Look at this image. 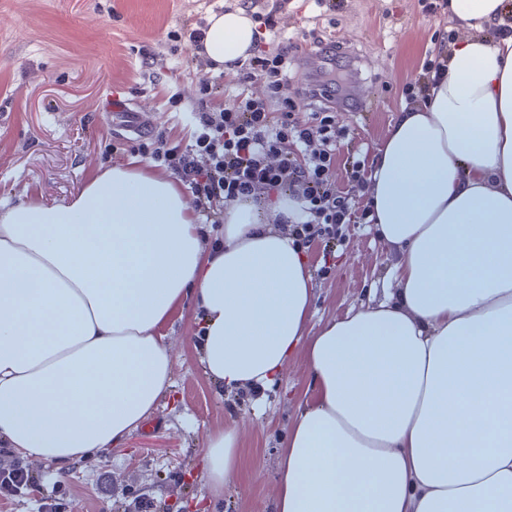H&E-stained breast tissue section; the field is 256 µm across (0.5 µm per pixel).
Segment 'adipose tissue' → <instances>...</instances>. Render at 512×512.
<instances>
[{"label": "adipose tissue", "instance_id": "1", "mask_svg": "<svg viewBox=\"0 0 512 512\" xmlns=\"http://www.w3.org/2000/svg\"><path fill=\"white\" fill-rule=\"evenodd\" d=\"M448 9L469 36L374 158L392 299L310 332L287 198L230 206L208 254L178 181L106 170L0 213V444L61 467L122 446L171 388L160 330L192 298L224 388L272 385L304 354L316 397L284 437L275 512H512V38L486 35L504 0ZM207 25L214 69L247 58L245 8ZM236 440L208 442L214 485L237 476Z\"/></svg>", "mask_w": 512, "mask_h": 512}]
</instances>
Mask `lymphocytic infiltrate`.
Here are the masks:
<instances>
[{"mask_svg": "<svg viewBox=\"0 0 512 512\" xmlns=\"http://www.w3.org/2000/svg\"><path fill=\"white\" fill-rule=\"evenodd\" d=\"M250 4L259 27L250 57L239 67L240 81H262L266 98L255 100L243 91L225 97L219 86L200 85L188 145L177 151L164 134H154L151 160L169 167L190 189L210 224L223 223L228 206L270 190L287 192L297 205L287 220L295 241L311 238L321 224L336 229L365 223L368 211L358 206L370 191L365 161L349 170L348 190L337 189L334 180L347 124L328 108L301 112L300 93L288 91V64L301 45L282 35L286 0Z\"/></svg>", "mask_w": 512, "mask_h": 512, "instance_id": "obj_1", "label": "lymphocytic infiltrate"}]
</instances>
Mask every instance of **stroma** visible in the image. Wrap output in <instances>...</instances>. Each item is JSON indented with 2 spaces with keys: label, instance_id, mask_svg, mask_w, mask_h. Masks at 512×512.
I'll list each match as a JSON object with an SVG mask.
<instances>
[{
  "label": "stroma",
  "instance_id": "obj_1",
  "mask_svg": "<svg viewBox=\"0 0 512 512\" xmlns=\"http://www.w3.org/2000/svg\"><path fill=\"white\" fill-rule=\"evenodd\" d=\"M242 0H0V212L18 203L63 204L87 180L115 166L151 167L148 156L120 152V138L101 103L112 92L135 101L155 131L185 148L194 121L191 104L201 83L235 88L238 71L183 67L189 49L170 40L186 19L207 18ZM313 0H292L282 26L287 35L317 30L343 44L329 61L304 48L290 63L294 87L316 85L333 69L332 94L370 95L364 112L339 118L350 134L336 155V184L360 150L377 152L417 82L427 55L448 31L466 38L447 13L426 14L421 0H348L335 23L319 18ZM316 293L310 330L351 309L385 299L394 287L393 249L372 224L349 233L328 229L301 244ZM200 307L176 310L161 334L172 352L169 394L125 444L58 468L29 458L45 478L55 512H110L136 498L159 512H273L284 435L297 407L313 401L309 369L296 354L266 389L227 390L203 370ZM234 431L243 467L234 483L215 487L204 470L211 436Z\"/></svg>",
  "mask_w": 512,
  "mask_h": 512
}]
</instances>
